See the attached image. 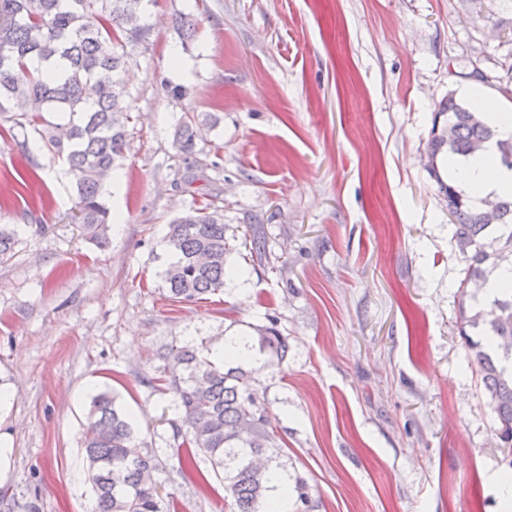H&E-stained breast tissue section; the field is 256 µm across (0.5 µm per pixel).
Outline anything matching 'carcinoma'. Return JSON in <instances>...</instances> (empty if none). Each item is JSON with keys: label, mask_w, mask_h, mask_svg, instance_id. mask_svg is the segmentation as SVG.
Wrapping results in <instances>:
<instances>
[{"label": "carcinoma", "mask_w": 512, "mask_h": 512, "mask_svg": "<svg viewBox=\"0 0 512 512\" xmlns=\"http://www.w3.org/2000/svg\"><path fill=\"white\" fill-rule=\"evenodd\" d=\"M157 0H0V116L24 105L20 128L49 127L45 144L63 157L76 177L77 218L98 245L108 240L111 209L104 185L126 148L129 92L123 75L128 48L147 39L144 23ZM179 38L194 40L189 14L175 20ZM58 117L51 123L45 115ZM429 142V171L448 201L453 238L465 257L462 286H479L496 270L512 265V195L496 198L495 209L474 205L440 175L445 155L467 156L495 143L498 162L512 156V137L496 138L482 116L450 94L440 104ZM199 123L182 121L175 143L191 153ZM164 245L171 261L161 277L170 297L199 300L224 289L232 251L224 215L205 203L168 225ZM462 308L460 332L475 361L498 421L500 439L512 441V288L490 305L477 295ZM243 347L224 340V357L212 356L213 340L159 350L165 390L176 418L170 421L176 453L187 460L205 457L237 512H272L271 492L280 474L266 455L274 440L268 407L259 399L253 353L283 363L288 341L270 327L257 329V342ZM84 460L96 496L94 512H165L154 473L159 457L137 437L134 418L107 392L92 401Z\"/></svg>", "instance_id": "1"}]
</instances>
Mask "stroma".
Wrapping results in <instances>:
<instances>
[{
  "mask_svg": "<svg viewBox=\"0 0 512 512\" xmlns=\"http://www.w3.org/2000/svg\"><path fill=\"white\" fill-rule=\"evenodd\" d=\"M198 21L182 44L176 14ZM501 0H158L126 74L128 147L104 195L106 246L84 235L75 179L33 128L0 137L12 187L0 224V512H93L83 432L100 392L129 411L177 512H234L210 463L174 453L172 396L155 352L272 327L281 365L255 363L289 477L284 512H497L512 472L463 336L465 262L427 168L434 116L466 75L512 109ZM181 95H174L173 87ZM209 123L193 153L186 118ZM224 216L240 271L221 293L172 300L169 222ZM266 241L265 258L242 248ZM194 123L189 121H181L175 131V143L180 151L183 153H192L195 147V138L199 125L203 123ZM204 123H207L204 121Z\"/></svg>",
  "mask_w": 512,
  "mask_h": 512,
  "instance_id": "stroma-1",
  "label": "stroma"
}]
</instances>
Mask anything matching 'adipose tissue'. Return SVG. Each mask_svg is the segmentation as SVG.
I'll return each mask as SVG.
<instances>
[{
    "label": "adipose tissue",
    "mask_w": 512,
    "mask_h": 512,
    "mask_svg": "<svg viewBox=\"0 0 512 512\" xmlns=\"http://www.w3.org/2000/svg\"><path fill=\"white\" fill-rule=\"evenodd\" d=\"M450 169L475 199L512 195V170L498 163L495 148L454 160Z\"/></svg>",
    "instance_id": "1"
}]
</instances>
